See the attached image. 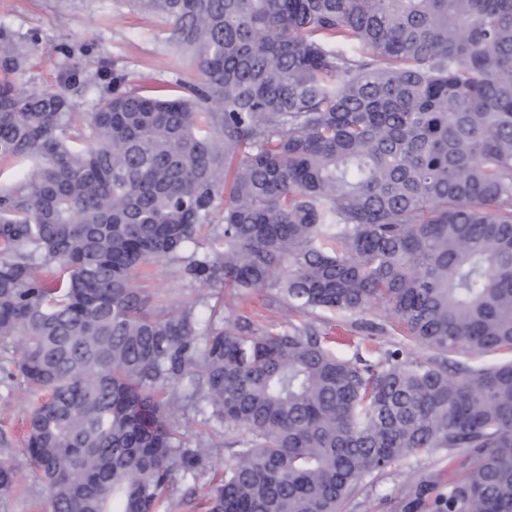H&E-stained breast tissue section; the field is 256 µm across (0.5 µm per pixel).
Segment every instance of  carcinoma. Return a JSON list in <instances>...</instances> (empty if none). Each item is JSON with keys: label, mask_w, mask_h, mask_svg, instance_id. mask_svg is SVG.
Returning a JSON list of instances; mask_svg holds the SVG:
<instances>
[{"label": "carcinoma", "mask_w": 512, "mask_h": 512, "mask_svg": "<svg viewBox=\"0 0 512 512\" xmlns=\"http://www.w3.org/2000/svg\"><path fill=\"white\" fill-rule=\"evenodd\" d=\"M129 3L197 83L114 66L80 112L78 71L17 89L40 36L0 24V169L27 170L0 184V383L33 396L0 429V512L18 446L48 512H160L212 448L190 407L229 455L207 512H338L456 448L412 506L512 512V0ZM162 261L290 316L382 308L433 354L160 303L134 279ZM204 418H206V416L190 408L180 420V426L182 430L200 433L205 440L212 439L215 442L221 441L224 437V426L216 421L207 422ZM464 449L438 450L429 455L410 456L400 463L366 477L354 492L344 500L339 512H427V507L409 509V492L413 486L431 480L428 499L448 488L458 462L465 456Z\"/></svg>", "instance_id": "obj_1"}]
</instances>
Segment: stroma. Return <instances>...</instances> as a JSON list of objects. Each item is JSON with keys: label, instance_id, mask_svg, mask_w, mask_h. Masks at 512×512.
<instances>
[{"label": "stroma", "instance_id": "obj_1", "mask_svg": "<svg viewBox=\"0 0 512 512\" xmlns=\"http://www.w3.org/2000/svg\"><path fill=\"white\" fill-rule=\"evenodd\" d=\"M0 22L22 34L38 30L41 37L26 75L17 83L18 89L55 86L64 72L79 70L85 81L70 88L69 96L85 111L111 90L108 81L97 75L100 65L106 63L123 67L130 86L135 88L164 85L175 73L186 81L197 77L191 59L177 60L169 55L163 42V21L131 11L125 0H67L63 5L57 0H0ZM136 285L156 300L171 303H190L209 292L203 284L184 278L177 266L164 262L152 268L149 277L138 279ZM223 301L258 323L278 329L287 325L279 310L269 306L264 293L239 297L228 291ZM370 321L385 325V342L407 343V336L378 309L357 315L327 313L318 328L359 343L364 338L359 325ZM464 456L461 449L439 450L373 472L344 500L339 512H427L423 507L409 510L410 490L427 480L432 483L431 494L446 490L449 477ZM11 462L18 471L19 485L12 493L10 512H44L47 491L23 454L15 453Z\"/></svg>", "mask_w": 512, "mask_h": 512}]
</instances>
